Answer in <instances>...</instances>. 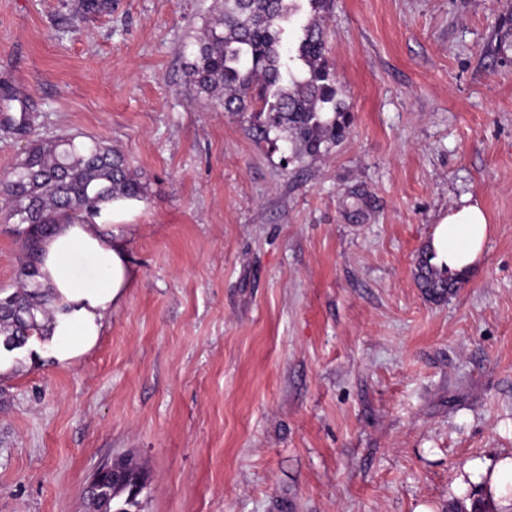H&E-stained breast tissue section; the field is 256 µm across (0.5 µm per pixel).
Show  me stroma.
Wrapping results in <instances>:
<instances>
[{"label": "stroma", "mask_w": 512, "mask_h": 512, "mask_svg": "<svg viewBox=\"0 0 512 512\" xmlns=\"http://www.w3.org/2000/svg\"><path fill=\"white\" fill-rule=\"evenodd\" d=\"M216 7L0 0V175L71 135L148 184L95 218L137 273L96 345L60 364L30 341L0 375V512H89L125 453L138 512H456L465 469L512 457V0H332L352 122L289 164L188 83ZM466 195L489 234L435 301L416 264Z\"/></svg>", "instance_id": "1"}]
</instances>
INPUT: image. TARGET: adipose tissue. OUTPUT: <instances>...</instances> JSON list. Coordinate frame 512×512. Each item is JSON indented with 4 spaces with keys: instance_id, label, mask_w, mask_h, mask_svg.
Masks as SVG:
<instances>
[{
    "instance_id": "obj_1",
    "label": "adipose tissue",
    "mask_w": 512,
    "mask_h": 512,
    "mask_svg": "<svg viewBox=\"0 0 512 512\" xmlns=\"http://www.w3.org/2000/svg\"><path fill=\"white\" fill-rule=\"evenodd\" d=\"M488 236L479 202L463 198L439 222L430 248L434 262L453 272L478 261ZM136 273L124 229L113 225H55L41 245L39 281L49 293L54 318L44 346L56 362H72L96 344L104 320L123 301Z\"/></svg>"
}]
</instances>
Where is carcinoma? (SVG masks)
<instances>
[{
	"mask_svg": "<svg viewBox=\"0 0 512 512\" xmlns=\"http://www.w3.org/2000/svg\"><path fill=\"white\" fill-rule=\"evenodd\" d=\"M309 5L311 17L299 16ZM112 0H79L85 15L111 8ZM330 0H222L201 36L184 50L185 73L200 95L216 98L224 111L247 123L257 142H283L289 159L323 154L341 140L350 114L327 58L323 13ZM147 186L124 157L101 142H76L74 136L32 140L24 158L0 177V195L10 204L9 218L23 225L25 252L19 288L0 296V348L25 344L43 334L51 316L37 277L39 252L56 224L84 221L113 199L142 200ZM416 277L431 296L449 294L458 281L440 272L423 253ZM125 477L107 473L98 488H88L92 512H129L135 506L129 475L143 469L125 458Z\"/></svg>",
	"mask_w": 512,
	"mask_h": 512,
	"instance_id": "carcinoma-1",
	"label": "carcinoma"
}]
</instances>
